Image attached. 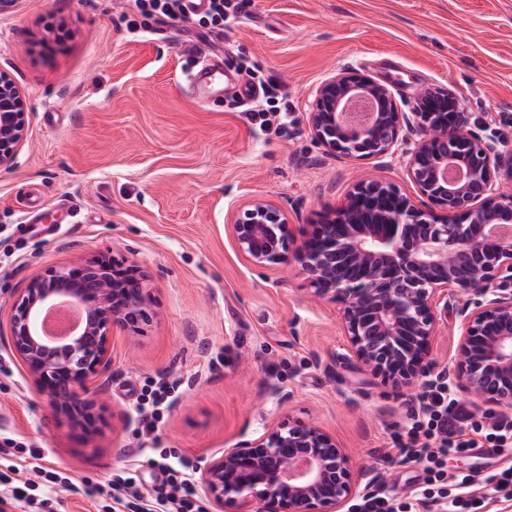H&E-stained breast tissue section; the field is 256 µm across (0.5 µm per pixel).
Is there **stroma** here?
Instances as JSON below:
<instances>
[{
    "label": "stroma",
    "mask_w": 512,
    "mask_h": 512,
    "mask_svg": "<svg viewBox=\"0 0 512 512\" xmlns=\"http://www.w3.org/2000/svg\"><path fill=\"white\" fill-rule=\"evenodd\" d=\"M119 0H0V69L29 98L28 135L0 168V312L36 272L105 253L149 275L156 316L143 335L114 328L111 366L93 385L114 431L83 438L0 346V424L44 447L75 491L56 512H110L126 471L154 484L152 461L174 448L202 473L212 458L279 421L321 427L392 498L410 493L396 435L415 390L397 395L347 358L335 304L295 264L253 267L230 232L253 199L292 224H317L352 187L379 179L414 194L401 161L327 155L309 133L310 92L354 70L386 85L399 111L447 86L472 115L467 135L512 156V0H248L223 33L186 24L129 29ZM280 81L292 118L263 131L224 97L182 88L198 57ZM458 300L440 310L432 376L447 374ZM177 382L153 431L137 398L151 379ZM288 394L279 403L269 392ZM101 487L91 499L87 489Z\"/></svg>",
    "instance_id": "35a3bbf8"
}]
</instances>
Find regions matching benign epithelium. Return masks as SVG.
<instances>
[{
	"label": "benign epithelium",
	"mask_w": 512,
	"mask_h": 512,
	"mask_svg": "<svg viewBox=\"0 0 512 512\" xmlns=\"http://www.w3.org/2000/svg\"><path fill=\"white\" fill-rule=\"evenodd\" d=\"M413 109L398 111L385 85L341 71L316 84L305 116L328 155L401 159L417 197L447 220L373 180L354 185L319 224L290 225L278 206L254 199L230 231L255 267L298 263L315 295L340 304L348 358L397 394L422 382L438 307L457 296L455 388L511 408L512 197L496 185L498 159L464 133L471 115L450 89L419 91ZM28 116L25 91L0 69V168L15 163ZM62 302L86 320L70 335H47L43 318ZM155 316L145 271L98 256L32 275L0 316V342L73 429L96 435L110 419L90 385L110 367L112 328L139 335ZM375 482L320 427L284 421L224 449L200 478L214 512H344Z\"/></svg>",
	"instance_id": "obj_1"
}]
</instances>
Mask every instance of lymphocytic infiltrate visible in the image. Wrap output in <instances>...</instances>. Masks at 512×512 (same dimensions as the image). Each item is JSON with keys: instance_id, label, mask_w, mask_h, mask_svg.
<instances>
[{"instance_id": "obj_1", "label": "lymphocytic infiltrate", "mask_w": 512, "mask_h": 512, "mask_svg": "<svg viewBox=\"0 0 512 512\" xmlns=\"http://www.w3.org/2000/svg\"><path fill=\"white\" fill-rule=\"evenodd\" d=\"M128 5L143 20L164 26L182 22L223 32L229 19L242 12L241 0H206L201 12H189L186 0H128ZM252 87L264 101L256 108L240 97L229 98L228 105L262 128H286L288 109L283 102L287 95L281 84L260 75L253 76ZM420 418L415 419L406 435L397 441V452L403 462L422 466L425 484L416 488L417 501L437 503L449 500V512H480L481 497L477 485L492 486L496 492L512 498V466L492 472L479 470L447 474L443 463L448 455L469 454L480 450L482 455H512V417L499 416L477 423L473 415L448 395V386L432 382L418 397ZM32 460V478H14V459ZM43 450L37 443L25 440L10 431L0 432V512H53L51 491L70 488L68 473L42 466ZM161 478L150 488H142L135 476L117 477L112 482V499L126 512H202L194 480L187 464L164 465Z\"/></svg>"}]
</instances>
